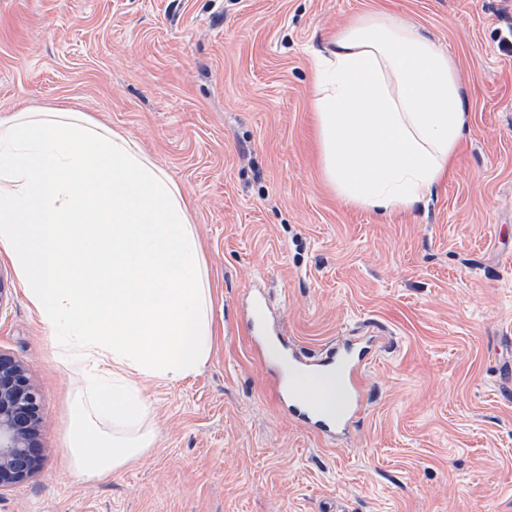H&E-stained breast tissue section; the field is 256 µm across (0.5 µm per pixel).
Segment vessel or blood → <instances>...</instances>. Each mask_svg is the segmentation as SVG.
Segmentation results:
<instances>
[{
	"label": "vessel or blood",
	"mask_w": 512,
	"mask_h": 512,
	"mask_svg": "<svg viewBox=\"0 0 512 512\" xmlns=\"http://www.w3.org/2000/svg\"><path fill=\"white\" fill-rule=\"evenodd\" d=\"M252 324L258 334L256 342L261 352L278 350L285 372H300L304 378H312L332 371L336 374V405L328 407L322 396L300 399L298 393L289 391L286 381H279L278 389L283 392L289 407L298 409L302 419L318 434L332 438L346 432L362 410L367 394L363 371V360L367 353L366 343L352 340L340 348H330L324 358L311 359L296 344L279 348L278 337L266 333L264 314L253 310Z\"/></svg>",
	"instance_id": "1"
}]
</instances>
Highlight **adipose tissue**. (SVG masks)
Here are the masks:
<instances>
[{"label":"adipose tissue","instance_id":"adipose-tissue-1","mask_svg":"<svg viewBox=\"0 0 512 512\" xmlns=\"http://www.w3.org/2000/svg\"><path fill=\"white\" fill-rule=\"evenodd\" d=\"M323 176L345 204L406 214L427 202L469 135L454 59L413 22L355 16L315 50ZM0 249L77 383L64 453L93 480L148 448L134 378L196 374L212 298L183 188L125 135L81 113L0 118Z\"/></svg>","mask_w":512,"mask_h":512}]
</instances>
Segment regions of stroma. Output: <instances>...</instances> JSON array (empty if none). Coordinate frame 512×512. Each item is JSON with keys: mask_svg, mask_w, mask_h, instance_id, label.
I'll list each match as a JSON object with an SVG mask.
<instances>
[{"mask_svg": "<svg viewBox=\"0 0 512 512\" xmlns=\"http://www.w3.org/2000/svg\"><path fill=\"white\" fill-rule=\"evenodd\" d=\"M454 58L471 133L413 213L340 202L318 162L313 49L355 15ZM512 0H0V116L70 108L134 140L192 201L216 339L141 381L152 444L98 480L62 453L72 373L0 252V352L43 396L49 453L0 512H512ZM318 356L371 331L358 426L288 412L244 313Z\"/></svg>", "mask_w": 512, "mask_h": 512, "instance_id": "obj_1", "label": "stroma"}]
</instances>
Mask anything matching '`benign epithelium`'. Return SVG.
<instances>
[{
	"label": "benign epithelium",
	"mask_w": 512,
	"mask_h": 512,
	"mask_svg": "<svg viewBox=\"0 0 512 512\" xmlns=\"http://www.w3.org/2000/svg\"><path fill=\"white\" fill-rule=\"evenodd\" d=\"M42 396L25 366L0 352V491L30 479L44 449L37 443Z\"/></svg>",
	"instance_id": "1"
}]
</instances>
